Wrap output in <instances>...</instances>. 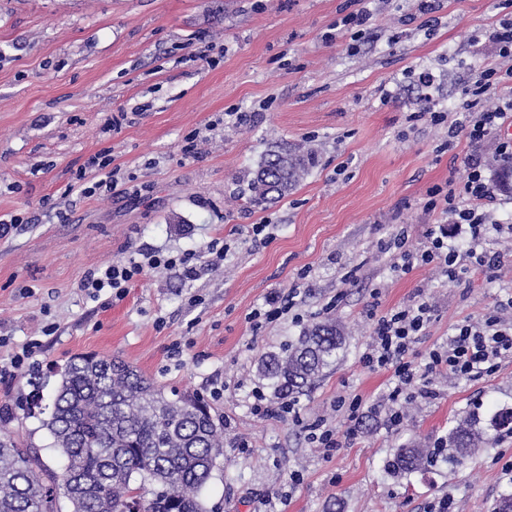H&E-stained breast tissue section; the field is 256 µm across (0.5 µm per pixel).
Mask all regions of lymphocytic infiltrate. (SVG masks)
I'll return each mask as SVG.
<instances>
[{"label":"lymphocytic infiltrate","mask_w":512,"mask_h":512,"mask_svg":"<svg viewBox=\"0 0 512 512\" xmlns=\"http://www.w3.org/2000/svg\"><path fill=\"white\" fill-rule=\"evenodd\" d=\"M464 117L447 121L443 112L437 111L432 96H425L424 105L415 117L434 124L447 123L449 138L462 137L470 144L483 142L493 132L512 123V65L504 69L495 64L478 69L474 81L462 90L459 106ZM494 191L485 175L480 160H464L455 186L446 190L435 185L427 192V210L446 215L455 228H469L472 237H479L482 230L491 228L502 232L501 224L493 223L488 210ZM445 228L429 229L423 246L415 251L406 247L405 234H397L382 242L383 251L399 256L402 272L417 267H439L449 278L464 274L456 261V246L448 241ZM199 255L191 250L178 254L166 253L157 248L139 250L137 255L113 261L105 267L89 271L82 286L91 298H100L109 292L121 300L131 285L146 269L160 266L181 270L185 279H194L198 273ZM432 320V307L425 296H415L412 303L388 310L374 320L370 345L362 356L365 367L391 370L394 387L390 400L413 387L417 381L416 369L409 359L419 336L425 335ZM512 357V324L504 322L498 314L485 316L480 322L468 321L455 324L446 344L429 354L428 370L439 371L454 377H477Z\"/></svg>","instance_id":"1"}]
</instances>
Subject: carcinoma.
I'll return each mask as SVG.
<instances>
[{"mask_svg":"<svg viewBox=\"0 0 512 512\" xmlns=\"http://www.w3.org/2000/svg\"><path fill=\"white\" fill-rule=\"evenodd\" d=\"M309 153L274 151L250 181L256 201L276 200L308 173ZM343 334L318 322L297 342L266 360L261 372L274 393L311 386L336 363ZM58 388L42 421L50 447L65 460L51 472L36 449L0 428V512H206L199 492L224 455V429L198 396L170 398L134 366L97 355L71 358L57 371ZM467 420L448 433L450 457L464 464L484 431ZM428 463L425 450L403 446L387 461L396 476Z\"/></svg>","mask_w":512,"mask_h":512,"instance_id":"1","label":"carcinoma"}]
</instances>
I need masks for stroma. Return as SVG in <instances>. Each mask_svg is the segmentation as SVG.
<instances>
[{
	"mask_svg": "<svg viewBox=\"0 0 512 512\" xmlns=\"http://www.w3.org/2000/svg\"><path fill=\"white\" fill-rule=\"evenodd\" d=\"M371 26L338 28L352 0H0V413L13 435L39 449L54 472L32 393L50 398L56 371L93 353L135 366L165 392L209 397L224 428V455L200 496L207 512H492L512 492V433L494 434L463 467L441 462L405 477L385 464L413 443L434 449L460 421L488 422L512 408V359L474 379L428 371L432 349L455 324L490 311L512 321V244L487 232L497 267L453 280L432 268L404 274L380 243L407 232L416 249L442 216L427 191L458 177L465 156L487 161L498 135L469 145L447 123L411 121L432 70L433 97L449 120L475 69L494 60L488 35L512 20L503 0H371ZM228 112L245 113L239 125ZM120 124H113V116ZM195 137L196 153L180 147ZM279 146L312 149L315 163L288 195L255 202L248 183ZM108 150L115 193L90 197L86 161ZM273 225L263 244L252 227ZM226 244L197 279L149 269L124 300L102 306L82 286L89 270L150 245L205 251ZM295 294L293 313L253 320L271 296ZM424 295L433 307L412 360L435 398L400 396L404 420L384 407L390 371L364 367L371 314ZM343 329L340 360L296 393L298 417H258L253 388L266 356L313 323ZM52 335H44L46 326ZM32 339L33 369L10 359ZM361 398L358 419L339 400ZM322 421L343 432L339 450L308 439Z\"/></svg>",
	"mask_w": 512,
	"mask_h": 512,
	"instance_id": "35a3bbf8",
	"label": "stroma"
}]
</instances>
